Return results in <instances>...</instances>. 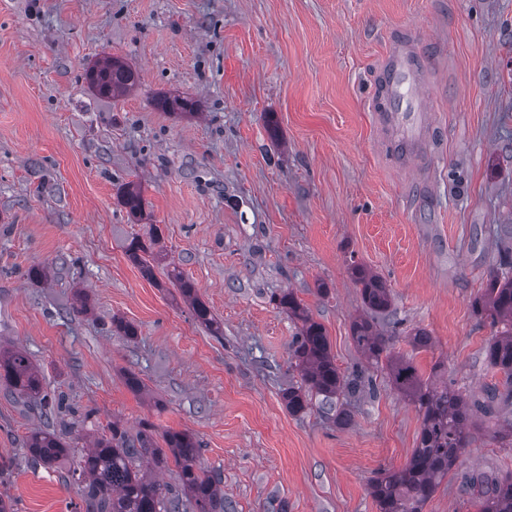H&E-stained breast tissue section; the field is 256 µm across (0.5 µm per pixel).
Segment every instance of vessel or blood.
<instances>
[{"label": "vessel or blood", "mask_w": 512, "mask_h": 512, "mask_svg": "<svg viewBox=\"0 0 512 512\" xmlns=\"http://www.w3.org/2000/svg\"><path fill=\"white\" fill-rule=\"evenodd\" d=\"M429 73L413 38L399 40L383 60L373 115L390 161L404 169L431 139L426 117Z\"/></svg>", "instance_id": "obj_1"}]
</instances>
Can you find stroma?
<instances>
[{
    "label": "stroma",
    "instance_id": "1",
    "mask_svg": "<svg viewBox=\"0 0 512 512\" xmlns=\"http://www.w3.org/2000/svg\"><path fill=\"white\" fill-rule=\"evenodd\" d=\"M431 69L427 157L387 160L369 103L402 31ZM139 75L102 97L85 73L105 57ZM198 103L194 117L156 100ZM140 184L143 213L121 201ZM512 228V0H0V349L40 371L75 449L112 423L186 430L221 471L235 512H377L369 481L415 448L417 407L386 372L341 428L281 395L297 322L289 289L327 332L341 369L362 363L364 312L351 262L381 274L399 321L394 348L422 375L442 365L470 395L501 383L483 350L495 329L474 297ZM158 232L167 263L221 324H198L167 277L125 253ZM42 266V279L25 275ZM90 314L73 311L77 292ZM122 318L138 336L112 324ZM432 345L416 350L411 329ZM148 393L133 394L126 372ZM0 387V498L17 512H83L69 461L25 449L45 426ZM480 423L425 512H475L464 475H512V444Z\"/></svg>",
    "mask_w": 512,
    "mask_h": 512
}]
</instances>
